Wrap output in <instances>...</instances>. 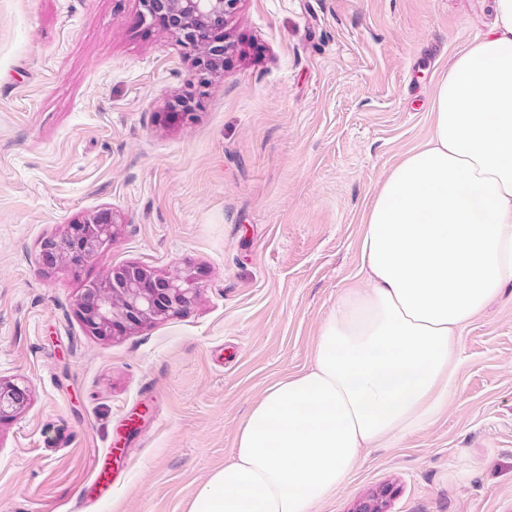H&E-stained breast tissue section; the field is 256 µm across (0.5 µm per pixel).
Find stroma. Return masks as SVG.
Segmentation results:
<instances>
[{
	"label": "stroma",
	"mask_w": 512,
	"mask_h": 512,
	"mask_svg": "<svg viewBox=\"0 0 512 512\" xmlns=\"http://www.w3.org/2000/svg\"><path fill=\"white\" fill-rule=\"evenodd\" d=\"M138 0H0V512H186L263 390L312 363L359 278L362 216L431 131L486 0H241L206 85ZM195 92L184 124L165 123ZM111 244L47 269L45 238L99 211ZM135 265L196 273L186 313L102 337L84 285ZM116 447L112 494L93 476ZM391 485L392 512H512V285L460 332L448 408L365 450L314 512ZM30 394L25 385L0 379V421L19 413L28 403Z\"/></svg>",
	"instance_id": "1"
}]
</instances>
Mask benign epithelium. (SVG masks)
<instances>
[{
	"instance_id": "1",
	"label": "benign epithelium",
	"mask_w": 512,
	"mask_h": 512,
	"mask_svg": "<svg viewBox=\"0 0 512 512\" xmlns=\"http://www.w3.org/2000/svg\"><path fill=\"white\" fill-rule=\"evenodd\" d=\"M240 2L139 0L140 22L150 24L158 17L165 18L169 34L193 57L198 83L204 85L234 50L219 33ZM117 226L109 211L69 225L62 234L41 243L44 264L53 269L82 264L112 241ZM200 293V282L188 269L153 276L138 266H126L87 284L78 307L92 334L112 336L128 327L179 316L197 302ZM29 397L27 386L0 381V421L23 410ZM391 497L390 487H380L358 501L353 512H389Z\"/></svg>"
}]
</instances>
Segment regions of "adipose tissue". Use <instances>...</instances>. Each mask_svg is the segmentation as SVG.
<instances>
[{
  "label": "adipose tissue",
  "mask_w": 512,
  "mask_h": 512,
  "mask_svg": "<svg viewBox=\"0 0 512 512\" xmlns=\"http://www.w3.org/2000/svg\"><path fill=\"white\" fill-rule=\"evenodd\" d=\"M490 10L435 87L428 140L373 194L362 277L311 367L263 391L186 512H313L366 449L446 408L462 328L512 284V0Z\"/></svg>",
  "instance_id": "1"
}]
</instances>
